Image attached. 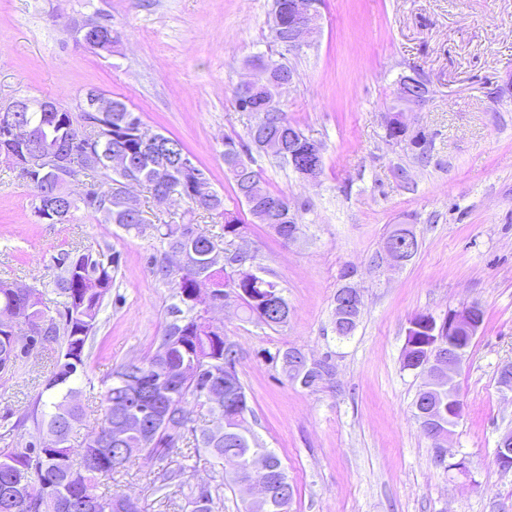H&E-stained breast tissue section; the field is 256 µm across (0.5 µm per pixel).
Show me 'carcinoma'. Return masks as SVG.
<instances>
[{
  "label": "carcinoma",
  "instance_id": "cac0c4a2",
  "mask_svg": "<svg viewBox=\"0 0 512 512\" xmlns=\"http://www.w3.org/2000/svg\"><path fill=\"white\" fill-rule=\"evenodd\" d=\"M278 9L279 26L271 31L274 39L286 40L290 32L291 0H275ZM294 71L285 62L278 61L268 77L267 83L257 87L250 101L238 109L256 114V121L267 125L262 131L266 142L273 144L274 151L264 147L257 151L268 154L283 162L288 155L282 148L290 145L297 149L304 147L307 137L293 125L284 112L272 115L269 110L273 86L280 79L291 78ZM112 115L105 119L109 128L104 130V142L92 139L82 131L91 119L89 112H19V122L28 127L33 144L39 147L53 146L69 154L73 173L84 170V159L88 152L94 153L106 147L112 151L122 150L135 163L132 178L151 191L163 184H174L192 213L219 212L224 215V224L218 233H204L192 224H158L155 232L165 244L164 251L151 257L154 275L172 288L174 303L169 308L170 321L167 323L159 346L166 347V356L152 353L140 361L120 365L112 373V384L106 393V409L98 428L86 434L82 447L70 444L72 430L67 419H80L84 410L80 402V391L73 387L78 368L85 366L92 349V337L99 321L104 301L112 292L114 273L120 264V254L107 245L101 249L84 252H66L58 258L60 273L53 283V292L59 298L57 316L49 315L43 308V292L37 288L28 293L0 280V312L14 311L20 328L38 336L40 349L55 353V365L45 390L63 392V398L71 399L73 406L65 413L52 412L45 421L44 434L47 441L39 447L25 445L16 448H0V512H117L125 497L123 493H101L99 488L121 473L134 453L123 454L125 448H135L150 459L149 482L164 503L171 495L178 494L185 502L184 512H213L214 500L224 487V478L236 480V471L245 467L253 456L265 458L267 468L276 473L282 467L274 451L258 442L247 417L233 422L237 431L214 434L205 425H200L188 409V402L203 408L205 381L192 374L196 365L209 364L207 374L213 381L224 382V367L236 368L238 353L236 344L224 334L212 336L197 332L198 309L194 296L204 285L222 298L230 293L243 296L242 308L249 318L268 326H283L288 322L290 310L273 303L269 296L281 292L277 282L264 279L236 280L226 268L214 269L202 266V272L176 269L168 265L171 253L177 250H194L204 254L213 248H222L231 253L234 239L245 232L247 224L238 213L224 207V198L219 192L210 195L201 193L192 181L179 183L174 173L175 158L191 157V153L178 139L162 136L164 143L155 156L144 157L140 152V132L144 130L141 119L128 110L126 103L112 99ZM227 171L234 181L237 197L247 210L261 216L260 223L266 224L285 237L288 229L298 224L294 211L285 214L269 208L277 195L264 187L262 182H248L235 168ZM104 181L92 183L97 202L104 201L116 178L103 170ZM53 173L46 174L34 185L36 206L44 205L60 215L55 220L63 224L72 212L79 209L77 203H70L49 196ZM112 223L127 231L141 232L140 211L116 212ZM439 329L436 322H428L419 329H409L402 352L403 368L409 369L418 362L437 339ZM30 354V350L17 345L16 331L0 328V373L7 372ZM335 375L334 364L329 357L317 363V368L307 369L303 375L306 388H316L329 382ZM416 398L432 403L435 413L448 421V395L421 389ZM158 408L170 414L168 424L156 426L149 421L142 423L139 431L124 437L121 446H112L106 428L119 424L113 418L117 408L125 416L135 413L138 407ZM185 446L194 454L204 451L214 459L215 486L191 483L187 478L192 468L189 461L193 454L183 456V461L172 464L171 454ZM281 496L285 497L280 508L271 510L255 507L246 512H288L293 500L294 488L288 477H282Z\"/></svg>",
  "mask_w": 512,
  "mask_h": 512
}]
</instances>
